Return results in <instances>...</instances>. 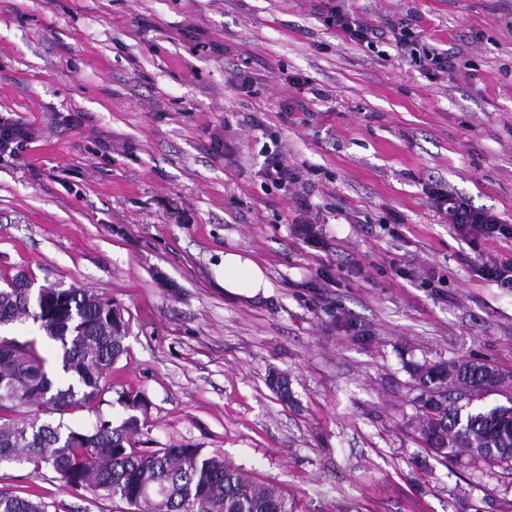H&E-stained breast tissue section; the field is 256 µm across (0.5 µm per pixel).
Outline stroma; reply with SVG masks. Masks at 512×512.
Wrapping results in <instances>:
<instances>
[{
	"instance_id": "1",
	"label": "stroma",
	"mask_w": 512,
	"mask_h": 512,
	"mask_svg": "<svg viewBox=\"0 0 512 512\" xmlns=\"http://www.w3.org/2000/svg\"><path fill=\"white\" fill-rule=\"evenodd\" d=\"M320 4L0 0V118L35 131L0 156V287L24 271L124 308L99 414L121 422L119 393L138 394L135 449L198 445L297 512H512V474L423 447L411 371L463 357L512 375V288L473 269L512 240L461 241L422 191L441 180L512 222V0H349L376 26L415 17L448 49L459 67L434 83L388 43L323 26ZM239 69L251 87L232 86ZM301 99L310 116L290 119ZM271 138L324 170L295 189L322 246L259 175ZM228 251L262 267L266 292H225ZM0 490L51 512L124 507L24 464L0 465ZM297 206L294 209V218L291 220L288 214L285 218V223L296 224L297 233L303 237L305 242L311 244V246L317 247L322 244L321 233L317 229L318 224L315 220L312 221L310 214L314 209L312 202L306 197L295 198Z\"/></svg>"
}]
</instances>
